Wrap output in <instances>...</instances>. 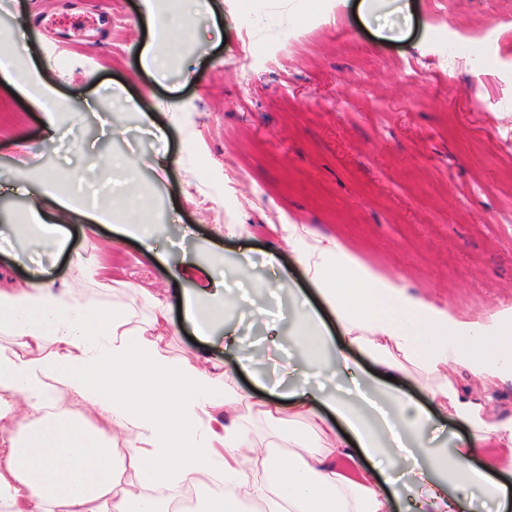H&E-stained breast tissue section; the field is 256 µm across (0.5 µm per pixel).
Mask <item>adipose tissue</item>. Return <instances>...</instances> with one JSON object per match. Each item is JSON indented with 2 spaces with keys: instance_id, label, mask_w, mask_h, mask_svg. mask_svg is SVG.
<instances>
[{
  "instance_id": "adipose-tissue-1",
  "label": "adipose tissue",
  "mask_w": 512,
  "mask_h": 512,
  "mask_svg": "<svg viewBox=\"0 0 512 512\" xmlns=\"http://www.w3.org/2000/svg\"><path fill=\"white\" fill-rule=\"evenodd\" d=\"M142 6L153 29L165 33L143 48L142 66L161 75L179 45L195 37L204 4ZM0 73L36 101L47 127L58 125L56 95L35 71L7 57ZM55 182L37 179L28 210L8 217L14 237L38 234L60 245L74 218L111 223V213L76 207ZM301 261L312 264L307 255ZM207 266L209 287L181 292L186 316L198 335L223 334L225 349H238L241 338L226 318L240 302L224 285L223 256L212 255ZM312 266L342 336L333 340L318 314L294 308L290 341L307 371L279 402L237 385L238 371L252 365L248 355L231 365L169 357L162 347L173 326L165 295L146 294L152 313L138 322L128 306L56 286L37 271L20 283L0 281V334L12 339L0 344V507L169 512L166 502L133 493L126 478L132 472L146 485L199 488V512H394L399 504L405 512H466L473 488L497 512H512V417L487 408L512 370L501 313L469 321L353 262ZM356 352L371 371L353 360ZM455 365L470 372V390H460ZM402 377L424 386L435 413L396 387ZM63 393L83 412L63 408ZM436 413L463 427L466 439L451 449L426 440ZM250 417L272 437L294 423L307 431L289 435L283 459L258 441Z\"/></svg>"
}]
</instances>
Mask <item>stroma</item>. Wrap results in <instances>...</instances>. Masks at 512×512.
I'll use <instances>...</instances> for the list:
<instances>
[{
	"label": "stroma",
	"mask_w": 512,
	"mask_h": 512,
	"mask_svg": "<svg viewBox=\"0 0 512 512\" xmlns=\"http://www.w3.org/2000/svg\"><path fill=\"white\" fill-rule=\"evenodd\" d=\"M411 2L363 21L336 0H209L197 41L158 76L141 64L154 36L141 0H0V31L25 32L21 66L78 112L54 133L26 93L0 92V184L49 173L71 191L78 165L92 190L71 191L76 204L109 210L104 147L170 160L131 174L160 226L153 252L116 223L70 225L64 248L34 238L0 251V277L27 276L16 254H37L44 278L106 283L141 319L140 289L170 292V356L231 361L223 337L191 342L172 272L187 254H250L252 283L278 287L241 324L266 375L302 368L266 332L287 325L289 289L336 324L300 262L317 239L460 316L512 317V0ZM105 115L123 136H102Z\"/></svg>",
	"instance_id": "35a3bbf8"
}]
</instances>
